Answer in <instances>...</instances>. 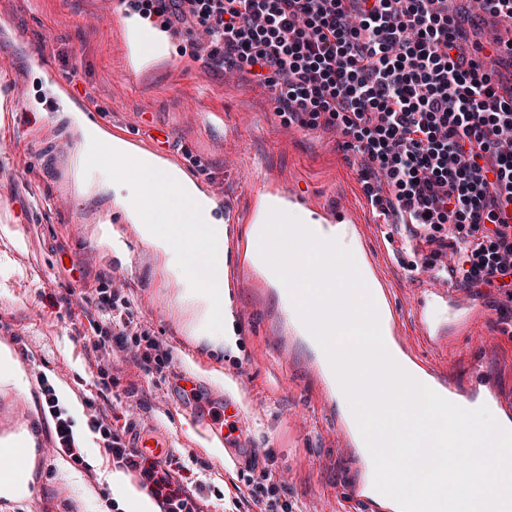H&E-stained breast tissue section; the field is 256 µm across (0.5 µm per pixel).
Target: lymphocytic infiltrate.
I'll use <instances>...</instances> for the list:
<instances>
[{"instance_id": "1", "label": "lymphocytic infiltrate", "mask_w": 512, "mask_h": 512, "mask_svg": "<svg viewBox=\"0 0 512 512\" xmlns=\"http://www.w3.org/2000/svg\"><path fill=\"white\" fill-rule=\"evenodd\" d=\"M138 8L164 23L191 18L212 55L275 91L289 119L342 128L347 149L393 190L388 200L371 194V202L425 228L426 264L452 249V282L496 291L501 314L512 312V238L499 224L500 210L512 205V92L501 93L493 77L498 52L476 60L466 49L469 15L449 14L448 0H140ZM90 301L98 312L88 320L97 395L83 404L101 457L136 481L158 512H211L216 499L224 512H294L272 467L229 496L220 472L196 453L158 461L130 448L128 424L96 400L120 386L127 362L169 382L173 350L124 289L101 282ZM59 380L49 368L37 377L52 444L92 472Z\"/></svg>"}]
</instances>
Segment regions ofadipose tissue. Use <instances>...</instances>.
Here are the masks:
<instances>
[{"mask_svg": "<svg viewBox=\"0 0 512 512\" xmlns=\"http://www.w3.org/2000/svg\"><path fill=\"white\" fill-rule=\"evenodd\" d=\"M126 28L135 66L168 58L161 39L145 41L151 30L147 19L132 17ZM67 118L79 146L72 160L76 189L87 191L82 171L96 161L98 148H106L111 163L98 187L112 193L115 206L139 238L162 256L176 275L183 329L213 347L234 346L233 336L224 330V219L215 214L210 199L177 165L136 150L131 141L112 134L85 113L71 112ZM159 193L168 196L169 205L154 215L146 201ZM198 260L203 263L199 273L193 268Z\"/></svg>", "mask_w": 512, "mask_h": 512, "instance_id": "obj_1", "label": "adipose tissue"}]
</instances>
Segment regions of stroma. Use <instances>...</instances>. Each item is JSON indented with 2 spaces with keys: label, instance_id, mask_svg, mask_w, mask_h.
<instances>
[{
  "label": "stroma",
  "instance_id": "stroma-1",
  "mask_svg": "<svg viewBox=\"0 0 512 512\" xmlns=\"http://www.w3.org/2000/svg\"><path fill=\"white\" fill-rule=\"evenodd\" d=\"M131 14L128 0H0V21L13 34L0 42V346L19 335L37 356L24 369L25 389L0 384V443L27 437L34 459L32 498H0V512H97L104 502L83 470L52 448L47 425L29 424L42 412L40 362L62 377L64 387L93 384L96 370L77 337L88 309L80 285L103 280L135 295L143 318L172 346L177 367L200 372L208 392L227 386L238 392L250 445L273 452L298 512H336V494L355 479L360 461L319 405L306 341L289 348L287 367L277 363L274 325L285 312L276 290L255 273L250 287L233 294L246 318L236 328L234 349L185 336L162 259L112 211L107 196L72 191L68 164L75 142L52 121L61 106L50 77L29 62L40 54L52 57L76 96L91 93L97 123L124 126L130 141L170 129V152L198 170L239 214L242 235L260 196L279 185L299 202L332 207L342 200L366 207L361 157L343 149L335 127L285 121L274 93L211 59L207 38L189 36L187 20L161 27L169 60L129 83L122 20ZM105 221L121 248L106 251L99 244L98 225ZM360 239L405 335L418 331L407 309L427 290H449L473 311L482 342H474L476 330L458 328L455 343L433 358L461 388L488 385L512 404V320L501 317L498 295L486 288L452 289L423 270L424 232L416 225L367 223ZM135 383L146 405L132 416L134 428L164 437L171 456L192 451L222 466L225 490L242 484L248 456L206 447L189 417L175 412L171 387L153 389L141 377Z\"/></svg>",
  "mask_w": 512,
  "mask_h": 512
}]
</instances>
